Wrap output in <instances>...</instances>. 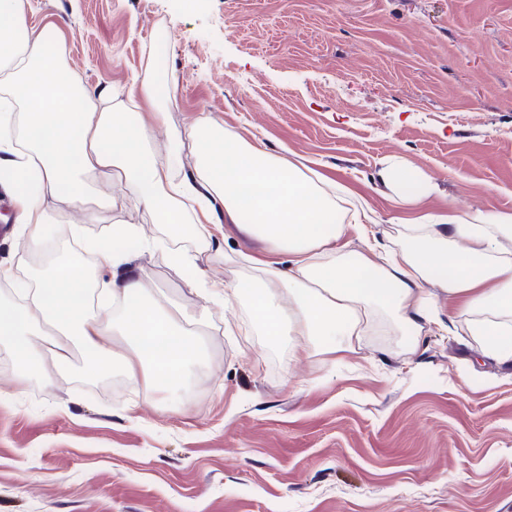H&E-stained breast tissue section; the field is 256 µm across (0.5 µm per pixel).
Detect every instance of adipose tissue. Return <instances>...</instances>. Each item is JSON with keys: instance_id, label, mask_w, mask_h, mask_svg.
Here are the masks:
<instances>
[{"instance_id": "1", "label": "adipose tissue", "mask_w": 512, "mask_h": 512, "mask_svg": "<svg viewBox=\"0 0 512 512\" xmlns=\"http://www.w3.org/2000/svg\"><path fill=\"white\" fill-rule=\"evenodd\" d=\"M65 59L64 39L29 24L24 0H0V174H36L35 190L11 198L12 222L18 248L50 257L25 279L0 263V284L21 297L0 302V344L26 366L18 386L67 370L76 346L89 375L110 373L114 331L132 351L118 364L131 385L182 389L198 360L185 315L150 303L132 256L106 239H83V225L100 219L87 205L97 176L170 230L196 225L200 251L237 234L260 242L235 254L249 269L242 281L194 282L205 299L196 324L212 304L243 298L270 342L336 354L360 343L379 310L417 336L435 286L472 317L486 355L512 361V211L421 212L437 187L395 158L379 177L402 214L405 241L385 256L354 250L368 209L344 212L334 183L211 120L156 148L151 128L168 114L147 77L133 76L126 102L111 105L108 89L87 88ZM55 205L79 210L80 223L56 225Z\"/></svg>"}]
</instances>
